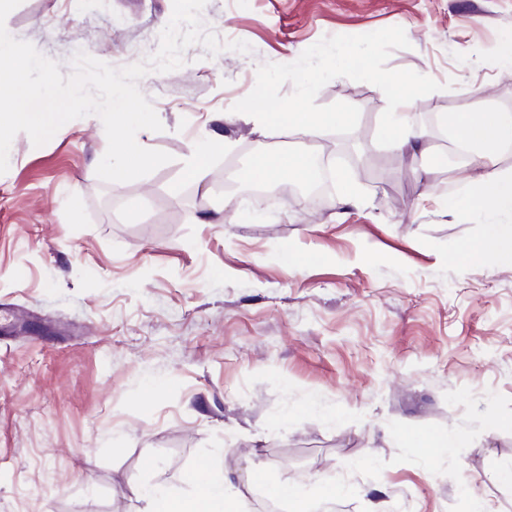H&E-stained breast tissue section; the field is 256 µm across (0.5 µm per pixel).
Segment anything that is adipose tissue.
<instances>
[{"instance_id":"ef3b65f1","label":"adipose tissue","mask_w":512,"mask_h":512,"mask_svg":"<svg viewBox=\"0 0 512 512\" xmlns=\"http://www.w3.org/2000/svg\"><path fill=\"white\" fill-rule=\"evenodd\" d=\"M254 118L259 127L274 123L284 132L311 138L322 127L348 123L351 115L347 112L262 111L255 113ZM438 121L455 131L468 149L469 172L465 180L485 224L483 234L463 251V260L474 265L512 266V171L500 167L498 156L502 146L512 144V113L444 112ZM385 126L396 149L412 154L423 150L425 134L414 119L411 95H392ZM286 174L307 181L313 174L312 165L302 155L262 156L246 171L245 177L257 183H270ZM239 494V489L221 478L206 482L190 497L159 489L151 496L152 512H232Z\"/></svg>"}]
</instances>
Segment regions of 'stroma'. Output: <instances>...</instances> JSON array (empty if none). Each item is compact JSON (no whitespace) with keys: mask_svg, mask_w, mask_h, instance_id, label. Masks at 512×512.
<instances>
[{"mask_svg":"<svg viewBox=\"0 0 512 512\" xmlns=\"http://www.w3.org/2000/svg\"><path fill=\"white\" fill-rule=\"evenodd\" d=\"M173 0H22L5 25L70 75L84 52L120 69L159 48ZM180 68L137 82L163 129L140 146L172 162L123 184L96 175V115L46 144L13 138L0 174V512H149L153 488L195 493L225 476L241 506L269 485L336 479V512H512V266H468L483 232L443 112H512V0H206ZM244 41L251 50L227 49ZM314 76L308 97L296 80ZM412 78L426 131L416 163L381 136ZM269 111L349 112L365 167L337 156L321 200L244 172L297 153L259 132ZM222 134L206 184L188 157ZM349 181L364 204L341 212ZM232 207H225V197ZM456 204L446 215L436 204ZM222 210L219 224L203 214ZM305 256L287 265L286 248ZM465 430L415 448L400 429ZM266 484L249 487L247 475ZM408 441L420 448H458L466 443L467 434L461 429H454L428 438L411 436Z\"/></svg>","mask_w":512,"mask_h":512,"instance_id":"1","label":"stroma"}]
</instances>
